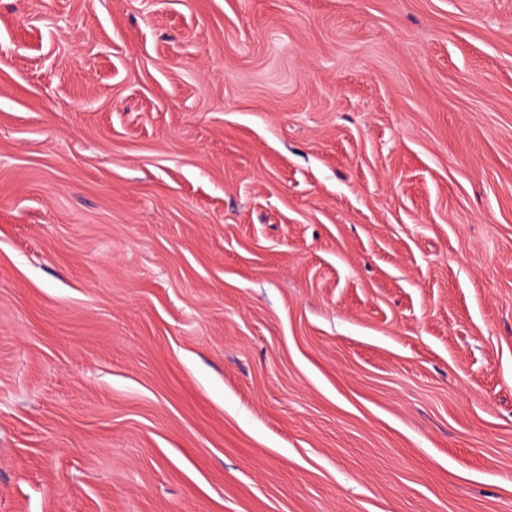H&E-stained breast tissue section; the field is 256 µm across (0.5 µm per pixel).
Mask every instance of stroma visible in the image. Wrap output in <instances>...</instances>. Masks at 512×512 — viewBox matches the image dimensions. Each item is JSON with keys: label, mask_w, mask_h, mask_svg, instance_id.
<instances>
[{"label": "stroma", "mask_w": 512, "mask_h": 512, "mask_svg": "<svg viewBox=\"0 0 512 512\" xmlns=\"http://www.w3.org/2000/svg\"><path fill=\"white\" fill-rule=\"evenodd\" d=\"M0 512H512V0H0Z\"/></svg>", "instance_id": "obj_1"}]
</instances>
